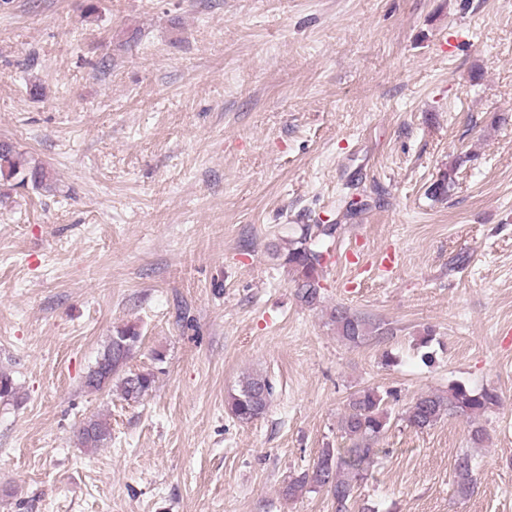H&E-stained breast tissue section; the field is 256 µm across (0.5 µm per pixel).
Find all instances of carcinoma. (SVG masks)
<instances>
[{
    "label": "carcinoma",
    "instance_id": "obj_1",
    "mask_svg": "<svg viewBox=\"0 0 512 512\" xmlns=\"http://www.w3.org/2000/svg\"><path fill=\"white\" fill-rule=\"evenodd\" d=\"M456 166L451 165L430 190L431 197L439 200L448 196L455 184ZM49 173L39 163L27 160L16 145L0 140V186L9 185L42 188L47 185ZM317 232L304 226L298 237L288 241L286 263L291 267L297 282V297L313 306L320 301V274L325 240L333 237L336 224H318ZM336 332L342 339L359 344L369 339L383 341L392 335L390 329L375 324L345 306H338L330 313ZM140 339L133 327L116 330L101 352L96 365L85 378L90 390L100 391L112 386V379L123 369L126 360ZM154 375L131 373L120 379L118 388L127 400H136L152 390ZM273 396L270 380L261 373L243 376L239 389L230 395L228 408L241 422H252L268 410ZM392 392L382 393L373 388H362L350 395L346 410L340 420V431L349 441L344 448H323L310 468L288 481L283 494L295 499L311 489H324L336 503V512H349L357 488L373 477L375 459L384 449L376 447L379 436L389 424L388 406ZM500 404V396L493 389L475 391L462 383H453L445 393L425 392L413 399L404 421L406 426L423 432L450 418H463L469 426L470 438L480 445L488 439L486 428L478 418ZM110 436L107 422L100 418L89 419L79 430L81 445L97 448ZM472 456L458 455L454 469V489L460 498L472 495L476 488Z\"/></svg>",
    "mask_w": 512,
    "mask_h": 512
}]
</instances>
